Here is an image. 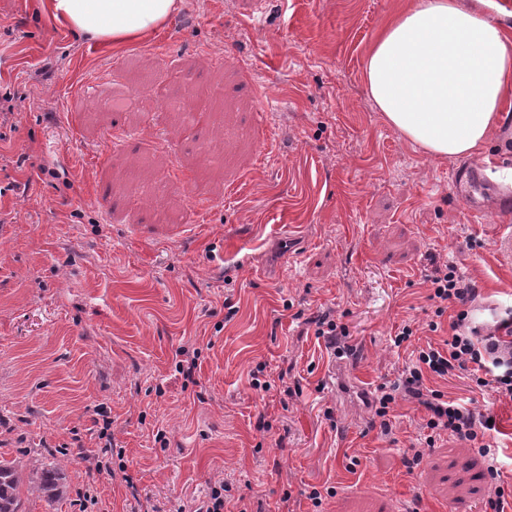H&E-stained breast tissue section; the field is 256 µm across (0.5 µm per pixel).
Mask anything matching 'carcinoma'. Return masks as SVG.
Returning <instances> with one entry per match:
<instances>
[{"label":"carcinoma","mask_w":512,"mask_h":512,"mask_svg":"<svg viewBox=\"0 0 512 512\" xmlns=\"http://www.w3.org/2000/svg\"><path fill=\"white\" fill-rule=\"evenodd\" d=\"M62 485L54 470L24 471L15 460L0 456V512H21L22 491L56 502L61 496Z\"/></svg>","instance_id":"1"}]
</instances>
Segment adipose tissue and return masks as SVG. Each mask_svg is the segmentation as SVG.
I'll use <instances>...</instances> for the list:
<instances>
[{
  "label": "adipose tissue",
  "instance_id": "obj_1",
  "mask_svg": "<svg viewBox=\"0 0 512 512\" xmlns=\"http://www.w3.org/2000/svg\"><path fill=\"white\" fill-rule=\"evenodd\" d=\"M76 37L124 46L155 33L182 0H44ZM385 122L432 158L479 152L512 104V30L463 0H412L364 63Z\"/></svg>",
  "mask_w": 512,
  "mask_h": 512
}]
</instances>
